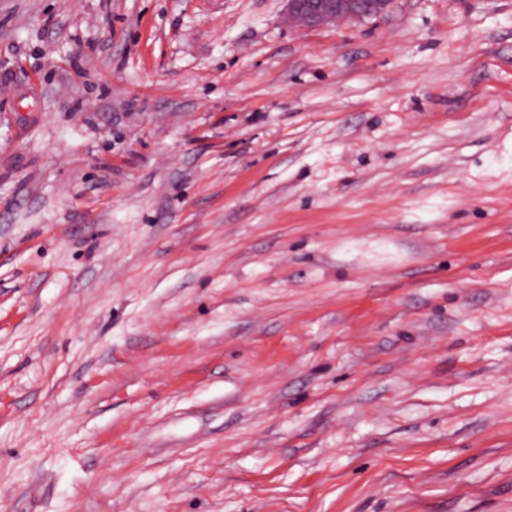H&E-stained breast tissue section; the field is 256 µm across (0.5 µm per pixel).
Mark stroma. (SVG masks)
Instances as JSON below:
<instances>
[{
	"label": "stroma",
	"instance_id": "1",
	"mask_svg": "<svg viewBox=\"0 0 512 512\" xmlns=\"http://www.w3.org/2000/svg\"><path fill=\"white\" fill-rule=\"evenodd\" d=\"M0 0V512H512V0ZM392 0H286L287 19L304 27L364 21L388 12Z\"/></svg>",
	"mask_w": 512,
	"mask_h": 512
}]
</instances>
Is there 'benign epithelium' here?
Wrapping results in <instances>:
<instances>
[{
    "mask_svg": "<svg viewBox=\"0 0 512 512\" xmlns=\"http://www.w3.org/2000/svg\"><path fill=\"white\" fill-rule=\"evenodd\" d=\"M287 19L304 27L364 21L388 12L392 0H286Z\"/></svg>",
    "mask_w": 512,
    "mask_h": 512,
    "instance_id": "benign-epithelium-1",
    "label": "benign epithelium"
}]
</instances>
